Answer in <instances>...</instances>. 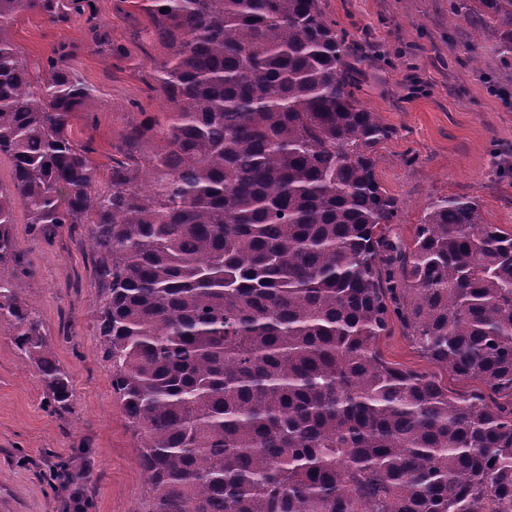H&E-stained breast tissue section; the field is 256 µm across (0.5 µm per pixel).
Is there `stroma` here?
Here are the masks:
<instances>
[{
  "label": "stroma",
  "mask_w": 512,
  "mask_h": 512,
  "mask_svg": "<svg viewBox=\"0 0 512 512\" xmlns=\"http://www.w3.org/2000/svg\"><path fill=\"white\" fill-rule=\"evenodd\" d=\"M466 0H320L327 20L353 42L358 97L392 135L375 153L376 175L399 211L390 236L411 241L432 199L464 196L482 220L512 229V74L493 43L474 40L466 19L449 26L450 6ZM141 0H83L69 21L19 15L7 36L33 60L65 53L94 95L71 119L104 184L114 162L146 164L149 144L124 136L145 118L166 119L154 68L168 50L151 33ZM476 54V66L465 65ZM90 227L63 224L45 237L17 211L13 235L29 270L24 298L42 318L57 360L70 375L68 410L54 412L34 369L0 328V512H146V477L136 441L111 386L96 335V257Z\"/></svg>",
  "instance_id": "obj_1"
}]
</instances>
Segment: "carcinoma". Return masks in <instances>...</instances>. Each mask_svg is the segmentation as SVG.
I'll return each mask as SVG.
<instances>
[{
	"instance_id": "carcinoma-1",
	"label": "carcinoma",
	"mask_w": 512,
	"mask_h": 512,
	"mask_svg": "<svg viewBox=\"0 0 512 512\" xmlns=\"http://www.w3.org/2000/svg\"><path fill=\"white\" fill-rule=\"evenodd\" d=\"M79 9L0 0V326L52 407L72 393L24 302L19 207L44 233L92 225L101 355L149 512H512V230L445 196L411 242L389 237L373 154L392 129L319 0H144L169 112L150 169L114 165L97 191L70 124L91 89L6 38L23 13ZM466 15L512 55V0ZM395 320L506 401L388 361Z\"/></svg>"
}]
</instances>
